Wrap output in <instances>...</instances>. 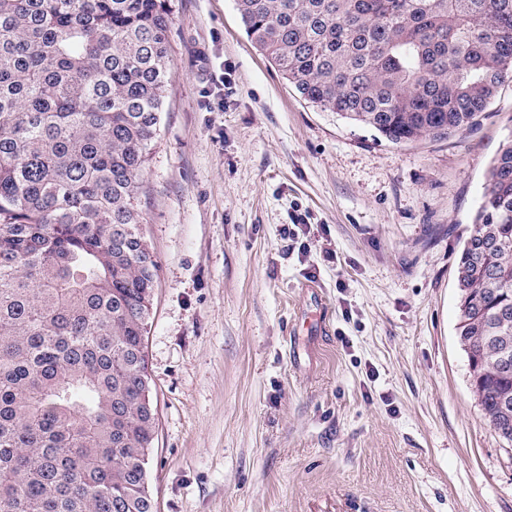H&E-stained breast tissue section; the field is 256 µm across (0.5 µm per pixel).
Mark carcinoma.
Here are the masks:
<instances>
[{
	"mask_svg": "<svg viewBox=\"0 0 512 512\" xmlns=\"http://www.w3.org/2000/svg\"><path fill=\"white\" fill-rule=\"evenodd\" d=\"M311 104L394 144L470 129L512 83V0H236ZM170 0H0V512H154L141 177ZM470 386L512 447V143L456 264Z\"/></svg>",
	"mask_w": 512,
	"mask_h": 512,
	"instance_id": "cac0c4a2",
	"label": "carcinoma"
}]
</instances>
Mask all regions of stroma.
<instances>
[{
	"label": "stroma",
	"mask_w": 512,
	"mask_h": 512,
	"mask_svg": "<svg viewBox=\"0 0 512 512\" xmlns=\"http://www.w3.org/2000/svg\"><path fill=\"white\" fill-rule=\"evenodd\" d=\"M172 10L141 194L156 512H512L455 280L512 83L470 130L392 144L301 98L236 0Z\"/></svg>",
	"instance_id": "obj_1"
}]
</instances>
